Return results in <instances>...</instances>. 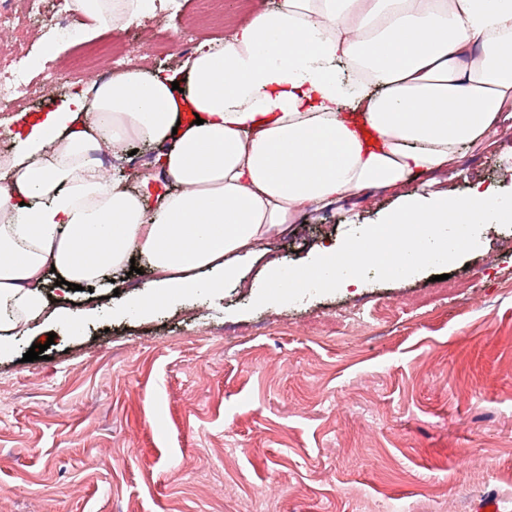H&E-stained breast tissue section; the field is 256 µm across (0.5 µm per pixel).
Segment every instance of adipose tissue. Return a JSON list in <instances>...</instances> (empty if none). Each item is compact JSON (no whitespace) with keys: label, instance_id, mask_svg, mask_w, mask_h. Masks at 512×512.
<instances>
[{"label":"adipose tissue","instance_id":"adipose-tissue-1","mask_svg":"<svg viewBox=\"0 0 512 512\" xmlns=\"http://www.w3.org/2000/svg\"><path fill=\"white\" fill-rule=\"evenodd\" d=\"M154 3L74 0L93 32ZM508 111L512 0H282L179 71L115 73L35 122L0 173V342L37 333L49 271L103 281L137 253L169 294L203 268L237 278L303 212L451 172ZM134 139L181 191L148 207L105 179L92 150L118 165Z\"/></svg>","mask_w":512,"mask_h":512}]
</instances>
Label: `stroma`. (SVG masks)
I'll return each mask as SVG.
<instances>
[{
    "label": "stroma",
    "mask_w": 512,
    "mask_h": 512,
    "mask_svg": "<svg viewBox=\"0 0 512 512\" xmlns=\"http://www.w3.org/2000/svg\"><path fill=\"white\" fill-rule=\"evenodd\" d=\"M125 179L145 205L174 189L142 179L152 146L130 142ZM438 188L512 192V139L461 149ZM423 179L299 215L238 263L240 282L133 308L145 290L119 270L75 330L0 348V512H471L499 495L512 512V227L485 225L479 246L443 271L362 282L254 307V281L311 260L349 225L373 224ZM46 358L27 362L32 345Z\"/></svg>",
    "instance_id": "obj_1"
}]
</instances>
